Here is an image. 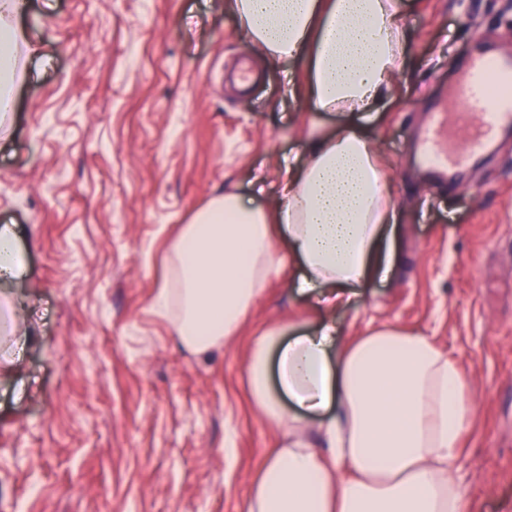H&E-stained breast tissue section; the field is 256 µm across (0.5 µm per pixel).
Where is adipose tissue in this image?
<instances>
[{"mask_svg":"<svg viewBox=\"0 0 512 512\" xmlns=\"http://www.w3.org/2000/svg\"><path fill=\"white\" fill-rule=\"evenodd\" d=\"M23 0H0V131L7 128ZM252 50L286 73L303 72L314 111L371 122L396 91L405 49L401 0H226ZM388 163L354 129L311 135L288 160L273 209L225 193L183 226L170 248L155 310L176 336L204 352L234 338L286 260L302 265L300 291L314 294L324 322L287 337L257 336L246 384L279 446L254 476L246 512H460L465 489L450 476L472 421L470 382L433 337L394 327L342 344L335 313L352 290L385 275L396 251L397 202ZM286 236L289 251L276 244ZM25 256L14 226H0V356L28 330L8 290ZM321 425L308 435V419Z\"/></svg>","mask_w":512,"mask_h":512,"instance_id":"ef3b65f1","label":"adipose tissue"}]
</instances>
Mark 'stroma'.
<instances>
[{
	"instance_id": "1",
	"label": "stroma",
	"mask_w": 512,
	"mask_h": 512,
	"mask_svg": "<svg viewBox=\"0 0 512 512\" xmlns=\"http://www.w3.org/2000/svg\"><path fill=\"white\" fill-rule=\"evenodd\" d=\"M403 2L400 89L363 125L292 98L224 0H26L0 225L20 229L30 335L0 361V512H244L278 439L245 386L249 346L319 313L279 272L239 335L199 354L153 300L182 225L227 190L272 205L259 188L314 123L373 140L398 203V261L337 310L341 336L434 337L471 381L462 512H512V135L444 184L409 159L461 60L512 52V0Z\"/></svg>"
}]
</instances>
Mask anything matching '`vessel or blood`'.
I'll list each match as a JSON object with an SVG mask.
<instances>
[{"label":"vessel or blood","mask_w":512,"mask_h":512,"mask_svg":"<svg viewBox=\"0 0 512 512\" xmlns=\"http://www.w3.org/2000/svg\"><path fill=\"white\" fill-rule=\"evenodd\" d=\"M460 70L453 101L429 113L414 145L420 163L442 177L490 153L512 128V55L474 54Z\"/></svg>","instance_id":"obj_1"}]
</instances>
